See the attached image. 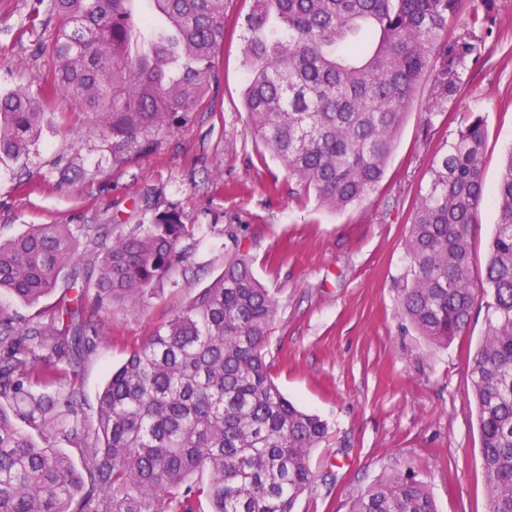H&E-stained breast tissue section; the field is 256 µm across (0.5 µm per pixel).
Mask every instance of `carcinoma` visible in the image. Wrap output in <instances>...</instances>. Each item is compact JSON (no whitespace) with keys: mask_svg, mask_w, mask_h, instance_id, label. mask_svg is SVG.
<instances>
[{"mask_svg":"<svg viewBox=\"0 0 512 512\" xmlns=\"http://www.w3.org/2000/svg\"><path fill=\"white\" fill-rule=\"evenodd\" d=\"M133 0H50L57 67L46 83L69 97L117 149L199 111L217 82L224 0H151L164 22L135 18ZM466 0H252L242 22L244 103L252 130L329 208L362 201L383 180L423 79L425 111L460 94L481 58L493 0L457 24ZM45 113L26 92L0 94V161L29 154ZM487 119L473 113L436 150L416 196L401 314L437 348L467 330L476 302L471 226L486 194ZM498 224L484 293L488 327L472 359V394L489 512H512V150L492 191ZM195 225L164 211L112 235L110 224H38L0 241V293L34 304L59 285L51 317L0 309V512H293L310 488L327 423L271 380L265 347L271 292L246 254L113 370L95 429L79 416V374L54 359L88 358L102 312L134 310L171 279ZM40 441H35L32 432ZM65 443L80 453L77 469ZM209 475L207 483L192 480ZM349 512H436L426 483L397 470Z\"/></svg>","mask_w":512,"mask_h":512,"instance_id":"cac0c4a2","label":"carcinoma"}]
</instances>
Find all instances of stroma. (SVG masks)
Here are the masks:
<instances>
[{
  "label": "stroma",
  "mask_w": 512,
  "mask_h": 512,
  "mask_svg": "<svg viewBox=\"0 0 512 512\" xmlns=\"http://www.w3.org/2000/svg\"><path fill=\"white\" fill-rule=\"evenodd\" d=\"M48 5L0 0V91L26 88L49 117L25 161L0 162V237L34 224H108L117 234L164 210L197 227L182 272L139 310L104 313L105 340L80 368L87 426L96 424L111 369L206 288L238 244L277 303L266 347L270 376L329 426L311 455L314 483L295 512H349L358 494L404 468L426 482L438 512H488L470 371L487 329L486 301L477 299L466 334L440 349L398 308L410 268L409 217L437 145L470 113H484L489 189L512 148V0H496V25L482 59L464 73L462 96L443 104L426 128L420 109L429 89L421 87L383 181L341 211L320 207L251 133L239 37L225 41L218 88L188 123L152 133L150 147L117 154L95 115L40 91L54 68ZM33 15L41 27L30 28ZM497 222L495 205L485 201L472 227L474 282L483 278ZM230 224L241 228L238 241L224 234Z\"/></svg>",
  "instance_id": "obj_1"
}]
</instances>
